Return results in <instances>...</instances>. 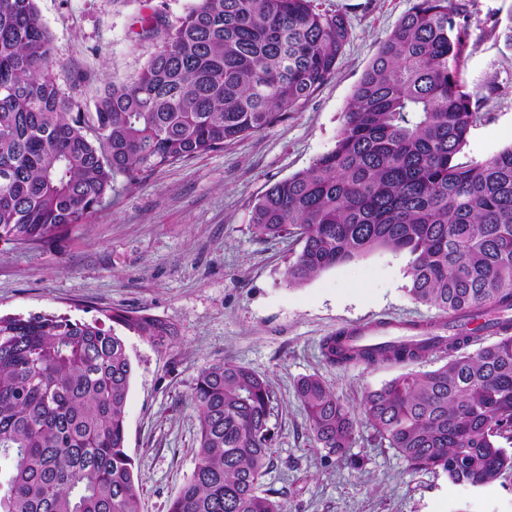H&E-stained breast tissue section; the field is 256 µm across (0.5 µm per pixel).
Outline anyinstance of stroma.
I'll use <instances>...</instances> for the list:
<instances>
[{
	"mask_svg": "<svg viewBox=\"0 0 512 512\" xmlns=\"http://www.w3.org/2000/svg\"><path fill=\"white\" fill-rule=\"evenodd\" d=\"M195 0H37L52 38L63 91L95 109L106 82L133 77L159 44L137 36L141 17L176 27ZM414 0H314L344 14L351 38L333 76L284 120L222 150L144 175L90 219L22 247L0 242V316L34 314L91 321L136 311L169 325L165 346L123 333L132 374L127 452L141 478L139 512H168L194 469L199 414L191 399L200 369L245 364L273 391V466L266 487L287 512H512V473L474 488L443 473L410 472L396 451L360 422L347 455L315 447L295 385L315 375L352 408L367 391L448 361L437 351L409 364L326 360V336L349 325L439 320L410 295L406 254L380 249L292 285L286 271L301 246L257 239L250 218L274 183L330 151L363 70ZM460 80L485 101L460 161L512 145V48L490 32L512 0H474Z\"/></svg>",
	"mask_w": 512,
	"mask_h": 512,
	"instance_id": "stroma-1",
	"label": "stroma"
}]
</instances>
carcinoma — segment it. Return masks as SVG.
<instances>
[{
  "mask_svg": "<svg viewBox=\"0 0 512 512\" xmlns=\"http://www.w3.org/2000/svg\"><path fill=\"white\" fill-rule=\"evenodd\" d=\"M473 14L454 0H414L354 86L334 148L272 185L251 212L259 238L301 244L288 283L377 249L410 255L409 293L443 314L448 338L383 349L322 342L339 365L416 363L366 393L362 413L413 470L487 486L512 471V322L474 353L460 320L512 310V146L483 161L458 154L482 98L458 73ZM162 46L95 115L57 83L37 0H0V241L44 242L85 224L144 174L224 149L297 111L336 70L347 18L312 0H197ZM111 324H106V321ZM160 346L171 325L114 311L92 322L0 316V512H138L126 451L132 372L114 326ZM314 441L344 455L358 419L318 377L296 384ZM191 399L199 412L190 479L168 512H284L264 488L273 394L253 369L214 363Z\"/></svg>",
  "mask_w": 512,
  "mask_h": 512,
  "instance_id": "1",
  "label": "carcinoma"
}]
</instances>
